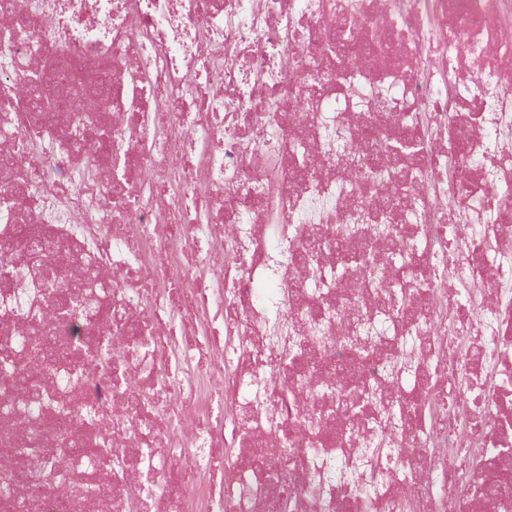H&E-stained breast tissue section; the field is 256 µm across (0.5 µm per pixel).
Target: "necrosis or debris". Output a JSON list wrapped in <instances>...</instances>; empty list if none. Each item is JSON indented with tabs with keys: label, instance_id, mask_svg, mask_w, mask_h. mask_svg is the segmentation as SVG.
Wrapping results in <instances>:
<instances>
[{
	"label": "necrosis or debris",
	"instance_id": "1",
	"mask_svg": "<svg viewBox=\"0 0 512 512\" xmlns=\"http://www.w3.org/2000/svg\"><path fill=\"white\" fill-rule=\"evenodd\" d=\"M0 1L23 30L0 41L19 171L0 176V512H403V448L427 512H512L467 489L475 460L512 449V166L485 158L512 151V0H347L359 43L389 24L372 70L345 57L336 0ZM43 67L60 88L109 78L111 151L22 96ZM469 101L494 121L456 126ZM399 141L420 187L401 266L423 287L391 297L386 347L362 361L389 400L363 432L349 404L311 398L321 366L352 364L343 329L286 375L290 339L266 326L313 305L309 253L325 271L376 255L370 230L343 238L372 199L349 172ZM77 437L90 452L60 469L52 449ZM326 446L338 477L312 472Z\"/></svg>",
	"mask_w": 512,
	"mask_h": 512
}]
</instances>
